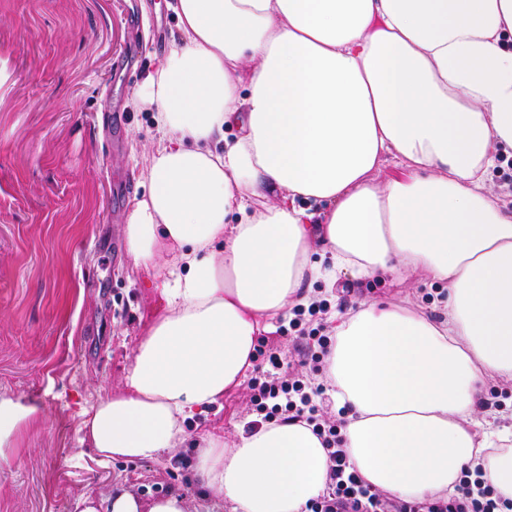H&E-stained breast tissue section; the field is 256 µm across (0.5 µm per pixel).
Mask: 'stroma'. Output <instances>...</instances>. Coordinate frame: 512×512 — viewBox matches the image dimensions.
Here are the masks:
<instances>
[{
    "label": "stroma",
    "mask_w": 512,
    "mask_h": 512,
    "mask_svg": "<svg viewBox=\"0 0 512 512\" xmlns=\"http://www.w3.org/2000/svg\"><path fill=\"white\" fill-rule=\"evenodd\" d=\"M145 49L117 81L127 37L122 0H0V394L37 404V429L0 463V512H69L79 496L121 488L142 501L178 493L190 512H229L197 483L182 450L152 461L99 456L78 442L81 408L121 389L134 350L165 302L158 270L128 255L127 215L147 193L156 138L136 91L171 48L178 19L170 0H136ZM166 36L154 42L156 25ZM327 311L362 298L439 316L444 283L403 278L304 284ZM249 385L224 407L190 421L191 434L225 440L262 415Z\"/></svg>",
    "instance_id": "obj_1"
}]
</instances>
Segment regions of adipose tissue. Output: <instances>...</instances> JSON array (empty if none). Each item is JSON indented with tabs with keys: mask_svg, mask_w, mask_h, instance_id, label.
<instances>
[{
	"mask_svg": "<svg viewBox=\"0 0 512 512\" xmlns=\"http://www.w3.org/2000/svg\"><path fill=\"white\" fill-rule=\"evenodd\" d=\"M173 10L178 38L137 90L158 136L126 224L128 253L158 268L166 305L122 389L83 408L80 445L129 461L191 447L197 482L232 512H307L328 467L306 422L263 423L230 444L186 423L242 384L257 336L311 304L304 281L420 269L448 285L441 318L366 299L331 317L325 381L342 446L366 483L403 500L452 496L479 464L512 501V424L486 430L477 401L486 380L512 381V199L490 189L512 152V0ZM389 155L409 174L377 182ZM316 248L327 263L311 262ZM40 418L0 397V448ZM71 512L188 505L119 489Z\"/></svg>",
	"mask_w": 512,
	"mask_h": 512,
	"instance_id": "adipose-tissue-1",
	"label": "adipose tissue"
}]
</instances>
